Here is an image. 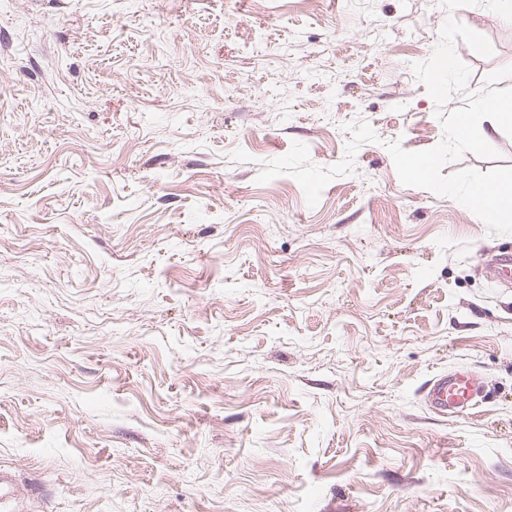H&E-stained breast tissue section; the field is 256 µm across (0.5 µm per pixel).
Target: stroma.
<instances>
[{
  "label": "stroma",
  "instance_id": "1",
  "mask_svg": "<svg viewBox=\"0 0 512 512\" xmlns=\"http://www.w3.org/2000/svg\"><path fill=\"white\" fill-rule=\"evenodd\" d=\"M509 71L499 0H0V512H512ZM487 115V129L483 131V137L490 140L493 135L505 129H512V95L494 96L484 102ZM466 204L489 222L511 224L512 179L474 187ZM484 388L482 379L470 373L455 372L436 379L426 392L427 400L444 413L463 416L476 405Z\"/></svg>",
  "mask_w": 512,
  "mask_h": 512
}]
</instances>
